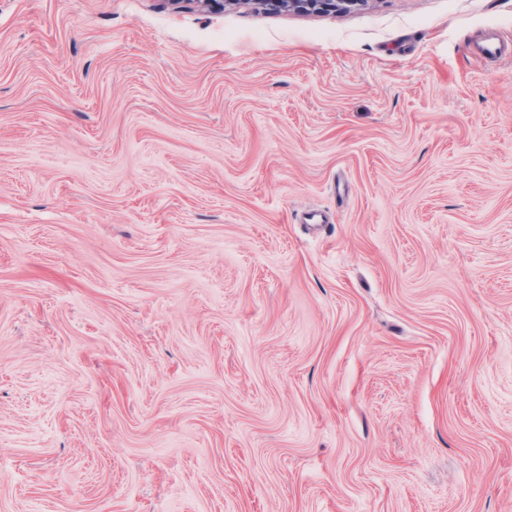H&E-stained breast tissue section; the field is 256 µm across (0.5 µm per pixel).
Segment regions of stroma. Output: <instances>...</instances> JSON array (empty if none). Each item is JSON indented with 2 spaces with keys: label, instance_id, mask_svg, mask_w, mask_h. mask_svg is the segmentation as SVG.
Here are the masks:
<instances>
[{
  "label": "stroma",
  "instance_id": "stroma-1",
  "mask_svg": "<svg viewBox=\"0 0 512 512\" xmlns=\"http://www.w3.org/2000/svg\"><path fill=\"white\" fill-rule=\"evenodd\" d=\"M0 512H512V0H0ZM263 5L272 10L295 9L299 11H341L363 0H259Z\"/></svg>",
  "mask_w": 512,
  "mask_h": 512
}]
</instances>
